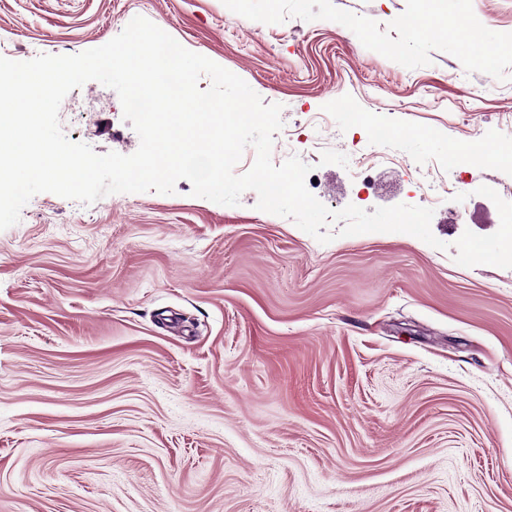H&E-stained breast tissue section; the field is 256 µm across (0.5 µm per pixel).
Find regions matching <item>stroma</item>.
Instances as JSON below:
<instances>
[{
	"label": "stroma",
	"instance_id": "stroma-1",
	"mask_svg": "<svg viewBox=\"0 0 512 512\" xmlns=\"http://www.w3.org/2000/svg\"><path fill=\"white\" fill-rule=\"evenodd\" d=\"M137 16L320 137L330 210L419 204L453 166L445 247L337 222L323 244L184 179L34 195L0 231V512H512V164L464 153L512 146V68L409 69L342 24L222 0H0V56L78 54ZM59 118L96 153L139 147L100 82Z\"/></svg>",
	"mask_w": 512,
	"mask_h": 512
}]
</instances>
